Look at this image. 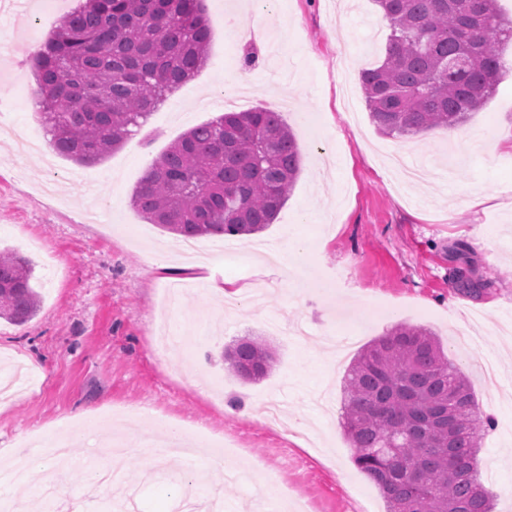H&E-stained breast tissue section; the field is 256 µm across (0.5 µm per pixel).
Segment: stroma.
I'll return each instance as SVG.
<instances>
[{"label":"stroma","instance_id":"35a3bbf8","mask_svg":"<svg viewBox=\"0 0 512 512\" xmlns=\"http://www.w3.org/2000/svg\"><path fill=\"white\" fill-rule=\"evenodd\" d=\"M78 0H12L0 10V123L40 130L32 104L30 54ZM210 52L204 67L148 117L133 139L101 163L19 152L0 132V250L34 263L36 315L0 320V372L16 366V393L0 402V448L33 462L22 486L0 485L23 512H40L43 431L83 411L114 416L116 434L150 443L156 416L172 426L199 424L244 444L238 480L224 483V512H275L281 491L311 512H385L374 483L352 461L340 425L343 377L356 353L395 324L430 328L471 377L481 411L495 420L481 439L484 485L495 512H512V151L493 150L512 132V73L459 130L408 139L372 122L362 69L383 58L390 32L374 0H275L252 47L226 35L243 0H205ZM243 88L245 108L293 109L283 118L301 149V173L274 224L233 238L235 254L216 253L175 305L161 301L183 280L177 236L132 206L147 162L190 128L223 112L224 92ZM52 181V196L39 187ZM475 190L488 203L470 208ZM100 210L99 223L84 214ZM299 241L296 272L265 265L260 248ZM170 256L167 276L151 256ZM478 290L460 293L458 269ZM242 291L227 308L218 288ZM473 329L502 383L488 387L456 341ZM259 338L274 353L267 377L245 382L228 371L225 347ZM278 400L288 428L254 414ZM68 445L77 460L61 486L74 507L87 504V461L106 456L93 424ZM212 454L191 470L179 461L129 458L113 501L134 512H167L184 491L205 496Z\"/></svg>","mask_w":512,"mask_h":512}]
</instances>
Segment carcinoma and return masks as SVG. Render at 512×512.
I'll list each match as a JSON object with an SVG mask.
<instances>
[{
	"mask_svg": "<svg viewBox=\"0 0 512 512\" xmlns=\"http://www.w3.org/2000/svg\"><path fill=\"white\" fill-rule=\"evenodd\" d=\"M201 2L85 0L61 18L33 52L38 115L57 155L102 161L201 69L210 39ZM374 2L390 33L382 61L360 72L372 122L392 137L457 130L495 94L512 20L497 0ZM300 170L298 142L279 113L225 112L172 143L132 202L184 239L247 236L274 223ZM33 273L30 259L0 251V318L24 324L37 313ZM273 363L259 339L224 350V364L245 381ZM341 425L387 512H494L479 468L482 432L494 420L428 328L398 324L361 349L346 372Z\"/></svg>",
	"mask_w": 512,
	"mask_h": 512,
	"instance_id": "obj_1",
	"label": "carcinoma"
}]
</instances>
